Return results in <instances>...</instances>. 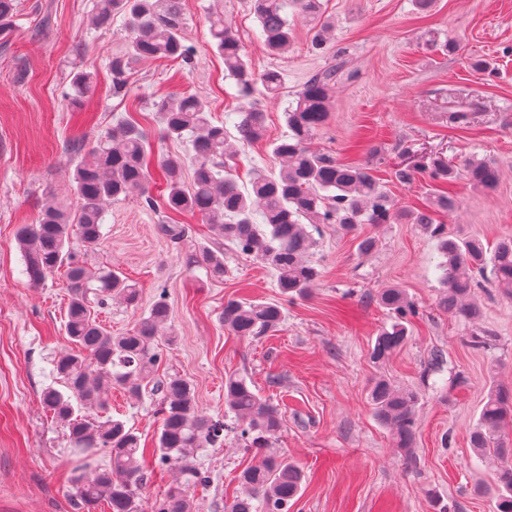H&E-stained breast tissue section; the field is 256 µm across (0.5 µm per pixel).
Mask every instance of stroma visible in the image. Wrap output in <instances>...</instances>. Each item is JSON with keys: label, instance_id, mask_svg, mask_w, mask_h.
Here are the masks:
<instances>
[{"label": "stroma", "instance_id": "obj_1", "mask_svg": "<svg viewBox=\"0 0 512 512\" xmlns=\"http://www.w3.org/2000/svg\"><path fill=\"white\" fill-rule=\"evenodd\" d=\"M96 0H19L14 25L0 35V512H76L67 477L66 431L41 404L51 384V359L73 350L65 334L67 283L63 275L32 287L15 238L18 225L38 218L45 190L71 210L69 177L88 160L95 142L122 116H133L151 136L155 164L177 155L190 181L186 144L163 139L154 104L184 92L205 99L212 115L235 134L241 105L234 80L210 36L219 14L236 35L255 71H279L282 90L257 96L267 139L240 147L233 161L239 185L253 168L278 170L270 138L285 131L284 112L314 73L336 69L329 116L313 149L336 159L389 165L405 151L442 152L455 162L474 157L500 171L494 192L458 179L459 201L445 216L450 231L488 243L512 236V0H323L330 27L323 48L312 44L316 24L298 23L287 52L265 46L251 0H182L183 36L191 65L163 59L134 64L125 90L114 93L109 62L124 47L122 16L99 29ZM320 22V23H321ZM456 51H449V43ZM474 59L491 70L472 71ZM86 71L96 87L80 108L69 104L71 79ZM476 114L466 129L448 125L449 107ZM176 221L187 232L172 242L158 225ZM379 246L363 255L356 236L327 224L310 259L320 276L307 297L283 304L278 331L258 338L228 335L220 321L225 301L276 302V276L256 261L224 251L225 273L214 279L197 255L211 246L208 225L188 214L148 207L140 192L104 207L101 247L86 256L107 265L140 290L139 308L119 301L100 309L113 334L132 329L158 295L171 311V341L160 344V377L179 374L195 385L200 410L224 414V379L251 378L260 394L279 402L283 427L276 453L294 460L306 479L292 512H491L487 468L469 444L491 384L512 386V296L483 281L479 299L487 347L467 343L468 327L440 311L435 241L417 224H364ZM405 289L420 317L407 343L387 362L372 363L369 349L388 315L372 301L379 289ZM444 350L441 369L430 365ZM387 377L421 395L417 462L408 465L368 399L372 381ZM113 416L135 427L153 449L161 423L159 396L143 399L113 390ZM254 455L234 433L199 450L194 463L210 475L189 491L193 512H225L240 490L239 472Z\"/></svg>", "mask_w": 512, "mask_h": 512}]
</instances>
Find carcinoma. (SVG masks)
<instances>
[{"instance_id":"cac0c4a2","label":"carcinoma","mask_w":512,"mask_h":512,"mask_svg":"<svg viewBox=\"0 0 512 512\" xmlns=\"http://www.w3.org/2000/svg\"><path fill=\"white\" fill-rule=\"evenodd\" d=\"M252 9L268 50L281 54L288 51L297 20L321 16V0H252ZM117 13L125 18V49L111 61L115 92L126 88L135 61L169 58L191 64L192 50L184 44L181 30L182 0H96L95 25H111ZM14 14L15 0H0V34L10 31ZM210 34L224 56L226 76L235 80L244 100L235 125L239 137L230 140L224 126L211 121L206 102L197 95L176 94L158 101L155 112L162 137L187 143L193 163L192 185L187 189L181 179V161L170 157L162 161L166 207L199 216L216 239L274 270L277 288L289 301L304 295L320 276L308 259L317 245L313 232L318 225L337 224L344 232L355 233L362 224L398 220L419 224L435 240L440 256L438 308L472 327L471 347H485L488 334L480 327L483 308L474 299L475 288L489 278L512 294V238L499 240L488 252L477 237L449 234L436 215L456 208L453 184L458 177L476 189L492 191L500 179L497 168L469 160L459 170L441 155L397 167L392 174L402 184L413 181L418 173L432 182L428 204L413 211L400 209L369 167L341 162L310 148L328 118L336 78V69L329 68L312 75L296 92L284 112L287 132L269 141L281 161L279 172L256 171L250 187L243 189L228 161L236 155L237 144L266 135L264 112L252 96L259 85L270 94L277 92L282 77L273 70H253L222 17L211 18ZM472 122L467 110L448 111V123L454 127L467 128ZM146 146V133L135 120H118L92 149L93 161L78 164L70 178L78 201L75 216L59 207L54 193L48 191L37 223L21 224L16 231L31 285L40 286L61 270L69 283L65 332L78 351L55 358L52 374L64 390L46 388L42 403L67 428L74 463L69 477L71 497L85 512H95L102 504L108 512H141L146 473L140 437L125 421L96 415L94 410L106 408L114 387L138 398L143 387L154 381L161 364L157 338L164 335L170 308L161 294L132 330L112 335L96 320L93 304L116 299L135 308L139 289L108 267L89 270L72 249L71 240L78 237L87 251L101 246L103 206L143 188L148 175ZM202 259L212 275H224L223 250L207 249ZM375 300L391 320L378 331L369 350L370 361L377 364L403 347L419 310L402 288H382ZM221 320L232 335L250 338L277 329L282 310L275 303L230 299L224 303ZM155 391L162 395L163 408L153 455L157 464L176 471L178 480L154 503L153 512H192L187 489L207 483L208 476L191 465V458L196 449L221 441L226 423L199 410L195 387L185 377L159 380ZM368 395L374 415L390 429L407 464H416L412 448L419 393L379 378ZM231 414L241 423L244 447L258 461L240 473L245 491L225 506V512H290L304 473L288 459L264 452L273 447L281 431L280 405L255 392L247 377L234 375L224 381V416ZM511 430L512 390L494 387L470 434L476 458L494 464V512H512Z\"/></svg>"}]
</instances>
